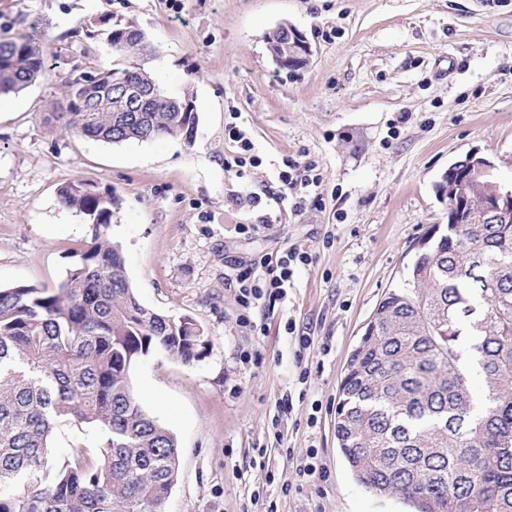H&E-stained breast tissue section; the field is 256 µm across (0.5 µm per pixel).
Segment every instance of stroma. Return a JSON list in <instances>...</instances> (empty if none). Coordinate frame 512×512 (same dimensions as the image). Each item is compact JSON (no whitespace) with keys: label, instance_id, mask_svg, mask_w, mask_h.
I'll use <instances>...</instances> for the list:
<instances>
[{"label":"stroma","instance_id":"stroma-1","mask_svg":"<svg viewBox=\"0 0 512 512\" xmlns=\"http://www.w3.org/2000/svg\"><path fill=\"white\" fill-rule=\"evenodd\" d=\"M116 24L154 43L137 62L165 59L166 93L193 99L192 141L112 145L56 121L71 82L127 65L106 41ZM283 24L312 46L303 69L267 51ZM18 35L49 70L0 107V287L54 288L78 262L88 225L59 190L83 180L122 200L111 233L138 301L192 319L209 341L192 364L156 350L130 373L181 448L163 512H409L352 475L334 429L339 385L415 243L447 223L437 186L449 166L477 150L512 184V0H0V40ZM234 112L259 169L224 168ZM288 156L321 167L322 207L296 216L273 203ZM292 244L311 261L283 302L252 309L266 327L254 335L228 282ZM285 397L293 409L281 414Z\"/></svg>","mask_w":512,"mask_h":512}]
</instances>
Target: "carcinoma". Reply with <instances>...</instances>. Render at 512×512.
Listing matches in <instances>:
<instances>
[{
  "instance_id": "carcinoma-1",
  "label": "carcinoma",
  "mask_w": 512,
  "mask_h": 512,
  "mask_svg": "<svg viewBox=\"0 0 512 512\" xmlns=\"http://www.w3.org/2000/svg\"><path fill=\"white\" fill-rule=\"evenodd\" d=\"M107 42L121 54L154 50L127 25ZM45 71L30 37L0 40V95ZM119 79L154 92L144 123L115 122L108 94ZM85 93L74 81L66 111L56 113L80 137L193 139L198 113L175 111L141 67L100 72L93 112L77 107ZM497 184L491 171L471 177L469 206L450 212L448 232L434 226L419 240L404 287L379 302L341 380L342 455L357 481L410 512H512V221L483 209ZM83 185L60 189L61 202L89 225L80 261L56 288H0V512H162L178 479V442L142 408L130 370L154 350L190 364L208 340L193 335V320L172 327L140 304L110 234L120 198ZM469 361L483 376L482 412L467 383ZM63 422L98 441L54 457L51 439Z\"/></svg>"
}]
</instances>
